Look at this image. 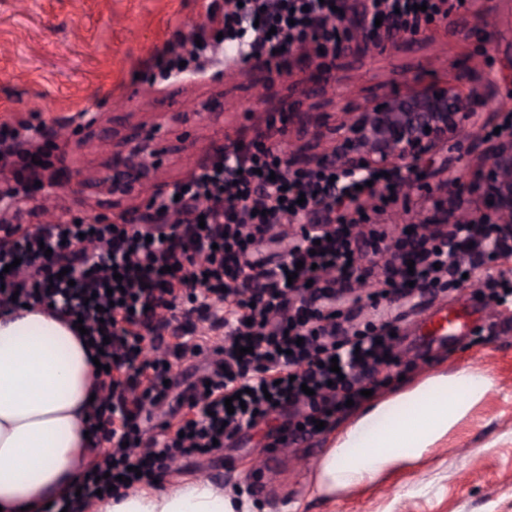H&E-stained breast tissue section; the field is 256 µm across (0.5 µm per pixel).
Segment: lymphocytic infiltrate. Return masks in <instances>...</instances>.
<instances>
[{
    "label": "lymphocytic infiltrate",
    "mask_w": 512,
    "mask_h": 512,
    "mask_svg": "<svg viewBox=\"0 0 512 512\" xmlns=\"http://www.w3.org/2000/svg\"><path fill=\"white\" fill-rule=\"evenodd\" d=\"M447 0H361L358 22L375 40L414 31L429 18L447 19ZM348 0H210L208 23L177 35L154 52L161 72L214 62L211 32L225 48H243L253 67L279 73L295 52L338 57L346 49L339 25ZM30 121L0 123V163L17 180L38 169L21 131ZM335 167L290 170L277 142L253 140L217 154L185 185L154 197L138 218L103 224L94 219L42 224L0 243V308L52 307L68 322H82L100 350L96 398L88 421L109 445L80 482V495L52 502L43 512H79L97 490L152 484L179 457L212 453L279 408L302 410L300 424L283 429L279 444L316 434L317 422L334 424L347 401L378 390V369L396 363L393 323L342 330L336 303L373 267L361 264L348 224H314L289 245L274 266L252 261L254 246L282 219L301 221L335 200ZM512 253V241L494 224H458L434 231L426 244L400 239L382 266L381 297L435 287L442 277L462 281L460 254ZM207 303L235 296L243 314L226 332L219 361L180 396L187 411L178 426L162 423L144 438L141 421L168 404L171 371L162 354L163 312L179 295ZM244 355H237V348ZM338 371H331L330 363ZM241 406L227 410V398Z\"/></svg>",
    "instance_id": "lymphocytic-infiltrate-1"
}]
</instances>
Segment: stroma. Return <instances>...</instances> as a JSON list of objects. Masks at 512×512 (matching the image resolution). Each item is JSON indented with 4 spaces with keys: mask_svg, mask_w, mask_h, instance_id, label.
Wrapping results in <instances>:
<instances>
[{
    "mask_svg": "<svg viewBox=\"0 0 512 512\" xmlns=\"http://www.w3.org/2000/svg\"><path fill=\"white\" fill-rule=\"evenodd\" d=\"M207 6V0H0V122L24 118L74 128L88 113L102 124H143L158 149L155 189L170 191L226 140L250 143L257 128L280 117L283 105L310 80V69L293 67L269 79L260 98L250 64L225 55L212 64L223 70V77L163 79L151 66L154 50L175 32L187 34L203 25ZM477 12L488 17L491 41L466 35L458 22ZM424 31L425 40L390 41L386 53L326 75L331 100L393 94L417 75L447 78L450 62L469 66L478 49L484 75L499 82L487 111L512 110V82L502 78L512 66V0H468ZM209 100L223 101V112L202 111V102ZM40 146L64 168L92 171L102 168L113 152L125 150L126 141L102 145L92 135L81 144L48 138ZM472 164L460 152H439L428 179L430 191L406 183L392 194L380 190L373 209L360 212L351 205L333 213L320 211L313 221L362 224L366 235L379 236L380 249H387L418 218L443 224L448 212L475 208L473 196L450 193L454 180ZM136 206L133 199L117 202L91 189L59 197L33 186L16 196L8 219L25 230L42 223L47 207L55 216L83 220ZM441 307L447 308L462 338L456 347L425 338L418 324L421 316ZM384 321L398 328L402 358L382 367L387 383L376 399L396 397L462 365L489 371L494 378L486 398L415 465L387 472L368 487L331 495L314 492L317 463L358 418L353 410L339 416L332 429L313 436L310 445H291L286 454L272 446L278 420L243 430L220 452L171 463L161 481L208 480L222 486L226 498L251 504L254 512H512V307L488 303L483 285L468 281L461 286L442 283L391 301L349 303L339 319L349 331ZM177 326V334L166 335V342L181 335L199 344L200 353L173 360L171 373L200 375L214 360L215 348L223 345L225 329L206 311L178 320Z\"/></svg>",
    "mask_w": 512,
    "mask_h": 512,
    "instance_id": "35a3bbf8",
    "label": "stroma"
}]
</instances>
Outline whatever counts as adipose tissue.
I'll use <instances>...</instances> for the list:
<instances>
[{
	"label": "adipose tissue",
	"mask_w": 512,
	"mask_h": 512,
	"mask_svg": "<svg viewBox=\"0 0 512 512\" xmlns=\"http://www.w3.org/2000/svg\"><path fill=\"white\" fill-rule=\"evenodd\" d=\"M89 346L47 310L0 314V512H41L65 497L93 451L86 438L95 365ZM492 375L468 366L375 404L317 466L316 488L333 494L376 483L418 462L482 402ZM90 512H233L220 487L186 478L130 489Z\"/></svg>",
	"instance_id": "1"
}]
</instances>
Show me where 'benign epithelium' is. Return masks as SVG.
<instances>
[{"label": "benign epithelium", "mask_w": 512, "mask_h": 512, "mask_svg": "<svg viewBox=\"0 0 512 512\" xmlns=\"http://www.w3.org/2000/svg\"><path fill=\"white\" fill-rule=\"evenodd\" d=\"M347 30L349 46L344 56L361 57L385 51L366 32L357 28L356 16L347 12L339 21ZM299 64L314 66L312 83L322 82L321 72L336 68V61L325 62L314 56L302 57ZM470 90L462 92L450 81L433 80L417 83L405 92L385 96L374 104L352 102L339 108V122L327 138L322 152L313 157L299 148L288 149V167L306 169L310 164L328 163L336 172L349 178L370 177L378 172L398 168L409 174L434 161V156L460 134L470 140L474 155L480 158L471 177L458 180L457 189L482 199L483 209L475 214L461 213L457 224H497L501 233L512 238V125L484 104L491 99L497 84L479 70L462 75ZM327 114L314 115L288 107V123L314 136L326 138ZM472 126L480 129L500 128L493 137H481L465 131ZM137 144L127 153H116L94 178L88 180L76 170H61L49 175L46 184L51 189H68L77 193L86 184L114 197L138 196L148 190L150 166L154 155L150 139L134 135Z\"/></svg>", "instance_id": "1"}]
</instances>
